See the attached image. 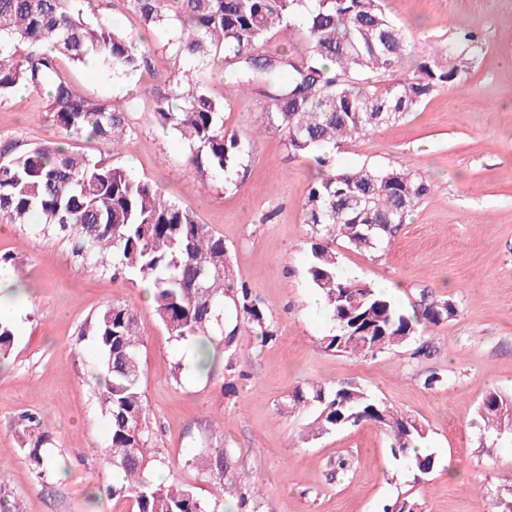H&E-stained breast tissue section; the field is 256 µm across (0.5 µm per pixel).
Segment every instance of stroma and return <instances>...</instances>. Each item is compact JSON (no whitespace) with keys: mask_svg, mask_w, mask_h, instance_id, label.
<instances>
[{"mask_svg":"<svg viewBox=\"0 0 512 512\" xmlns=\"http://www.w3.org/2000/svg\"><path fill=\"white\" fill-rule=\"evenodd\" d=\"M413 49L384 75L364 76L381 86L411 75L436 50L456 47V34L478 32L483 49L463 80L436 91L397 123L335 152L341 167L406 168L433 185L382 253H361L336 242L342 271L374 287L399 282L396 304L412 311L423 293L453 303L455 313L416 343L365 358L326 351L333 325L308 274L311 228L302 205L314 163L289 154L282 134L263 130L266 98L234 97L224 124L244 133L261 129L245 161L239 187L213 178L207 187L189 164L186 145L154 117L183 63L169 33L146 34L149 71L114 78L88 64L67 74L85 95L120 98L131 127L116 155L166 198L192 209L223 237L233 275L247 283L272 318L278 339L264 345L240 326L213 376L192 368V353L172 343L138 285L81 267L69 244L44 235L37 224L0 227V254L14 255L0 269V301L15 310L13 349L0 361V504L20 512H135L131 499L91 493L111 483L101 464L108 420L95 397L89 334L98 311L120 299L135 307L143 337V390L162 477L190 487L206 501L238 512L226 484L250 492L255 512H381L398 500L422 512H489L512 498V438L481 431L477 411L491 391L512 394V0H384ZM44 94L19 91L0 99V143L26 145L58 131L45 114ZM28 289L16 297L14 285ZM187 370L174 381L170 369ZM439 374L441 385L424 382ZM235 381V394L224 386ZM308 382L364 387L421 425L424 448L434 452L432 473L416 479L394 459L377 428L360 425L306 438L310 413L280 414L295 387ZM26 411L43 417L59 460L56 474L38 477L21 449L17 426ZM221 447L224 477L216 481L191 465L193 449ZM347 469H339V459Z\"/></svg>","mask_w":512,"mask_h":512,"instance_id":"35a3bbf8","label":"stroma"}]
</instances>
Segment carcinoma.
Here are the masks:
<instances>
[{
  "label": "carcinoma",
  "mask_w": 512,
  "mask_h": 512,
  "mask_svg": "<svg viewBox=\"0 0 512 512\" xmlns=\"http://www.w3.org/2000/svg\"><path fill=\"white\" fill-rule=\"evenodd\" d=\"M85 3L0 0V97L21 87L48 90L47 116L65 136L63 142L32 143L20 151L0 145V218L14 224L35 218L101 272L149 285L169 339L192 349L196 369L203 372L213 361L214 337L228 347L239 329L226 325L224 304L234 307L262 343L276 340L277 330L251 289L235 281L223 237L131 168L78 150V143L95 141L115 153L131 127L120 101L83 95L61 61L77 66L95 59L116 78L150 69L140 41L91 21ZM123 3L143 29L169 30L176 56L187 63L183 79L156 102L155 117L188 144L200 181L222 176L225 184H237L254 145V137L224 127L229 98L216 99L203 87L204 70L215 62L233 71L232 92L256 89L270 101L265 130L282 133L292 154L315 156L318 176L302 209L311 227L307 274L334 325L322 338L324 349L364 358L419 341V350H427L424 332L453 315L452 303L424 295L419 309L407 314L392 297L343 275L331 244L340 239L357 250H386L398 226L431 194V182L406 168L338 167L331 154L317 150L364 138L397 122L437 89L453 86L470 67L466 52H437L412 75L367 89L360 75L389 72L412 49L382 0ZM276 29L298 36L290 52L263 49ZM14 336L11 322L1 319V359L10 354ZM142 347L137 310L120 300L105 304L93 326L97 369L91 382L110 426L104 457L116 479L106 493L133 500L137 512H220V500L204 502L191 489L158 483L151 475L159 459L152 452L142 390ZM311 408V437L368 423L390 439L392 455L406 459L416 475L434 469L435 455L416 451L422 427L360 386H298L280 411ZM478 416L487 432L512 431V397L488 393ZM18 426L39 477L54 473L46 448L50 436L40 430L39 417L25 413ZM223 454L222 448H198L193 464L210 476L220 469Z\"/></svg>",
  "instance_id": "cac0c4a2"
}]
</instances>
